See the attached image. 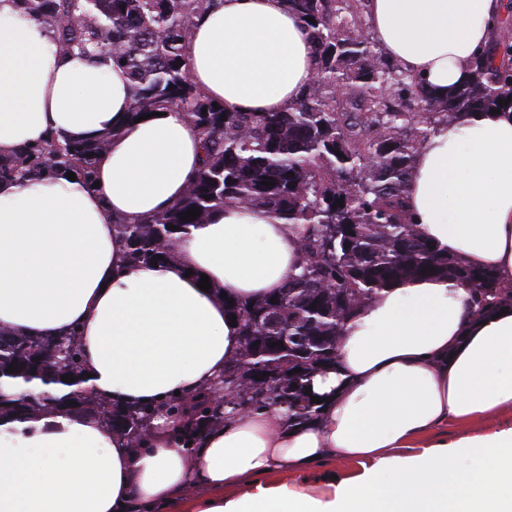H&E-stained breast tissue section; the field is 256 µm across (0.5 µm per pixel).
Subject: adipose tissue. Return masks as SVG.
I'll return each instance as SVG.
<instances>
[{
    "label": "adipose tissue",
    "mask_w": 512,
    "mask_h": 512,
    "mask_svg": "<svg viewBox=\"0 0 512 512\" xmlns=\"http://www.w3.org/2000/svg\"><path fill=\"white\" fill-rule=\"evenodd\" d=\"M385 55L444 96L467 82L507 14L506 0H366ZM192 82L228 112H279L315 76L309 27L282 0H218L195 18ZM125 70L74 54L0 0V154L55 133L122 127L98 159V191L65 177L0 183V328L62 336L80 328L88 386L121 405L155 406L209 387L240 351L225 299L278 292L299 261L290 225L229 205L188 227L173 263L126 266L113 217L134 223L178 201L202 156L181 112L131 123ZM405 210L421 238L512 288V108L460 112L416 154ZM211 287L201 290V278ZM319 422L281 411L235 414L186 453L183 419L159 415L139 451L90 417L0 420V512H512V426L449 440L448 426L512 408V309L478 311L468 287L412 279L361 307L335 370L316 376ZM343 461L331 498L279 475Z\"/></svg>",
    "instance_id": "adipose-tissue-1"
}]
</instances>
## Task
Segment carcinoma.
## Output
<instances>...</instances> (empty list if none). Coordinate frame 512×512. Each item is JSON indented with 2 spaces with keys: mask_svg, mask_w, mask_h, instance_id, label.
Listing matches in <instances>:
<instances>
[{
  "mask_svg": "<svg viewBox=\"0 0 512 512\" xmlns=\"http://www.w3.org/2000/svg\"><path fill=\"white\" fill-rule=\"evenodd\" d=\"M12 2L19 15L51 34L59 53L78 49L122 65L132 89L129 122L176 109L200 130L202 163L184 196L136 224L113 220L129 263L174 261L169 244L177 232L206 223L232 203L275 214L302 244L301 261L275 302L266 297L226 304L240 326L241 352L226 363L220 383L234 388L235 398L216 407L211 386L165 404L167 412L186 418L188 437L224 426L244 405L281 409L290 427L317 422L321 406L306 388L315 375L336 367L349 319L397 282L454 278L470 287L481 307L512 308V291L501 288L492 271L470 269L436 250L419 236L404 207L409 170L429 129L452 123L462 109L485 110L512 97L511 22H501L470 83L442 99L378 52L354 13L338 6L342 0H284L310 28L314 82L283 112L226 113L192 84L185 55L194 18L214 0ZM119 134L113 129L82 140L51 135L0 155V181L72 172L90 189L98 157ZM194 207L196 219H180ZM281 336L288 346L277 345ZM244 356L250 360L243 365ZM83 373L77 331L46 339L0 330V417L85 413L117 430L130 449L142 447L133 426L149 425L158 407L122 408L104 398L84 402L75 391L31 398L3 387L7 379L60 384L66 374L78 379Z\"/></svg>",
  "mask_w": 512,
  "mask_h": 512,
  "instance_id": "1",
  "label": "carcinoma"
}]
</instances>
